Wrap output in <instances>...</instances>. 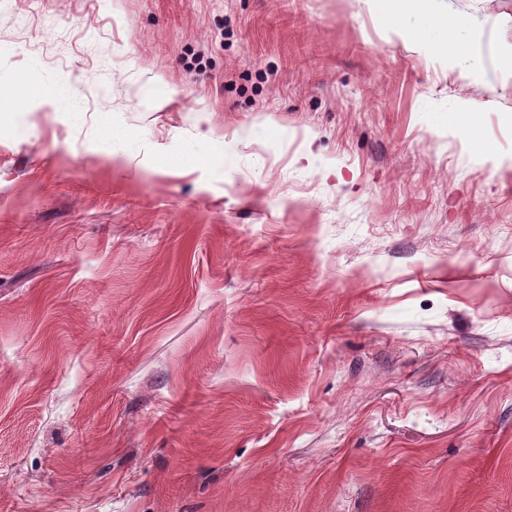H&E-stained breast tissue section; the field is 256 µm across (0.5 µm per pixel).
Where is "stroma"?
<instances>
[{
	"label": "stroma",
	"mask_w": 512,
	"mask_h": 512,
	"mask_svg": "<svg viewBox=\"0 0 512 512\" xmlns=\"http://www.w3.org/2000/svg\"><path fill=\"white\" fill-rule=\"evenodd\" d=\"M0 512H512V0H0ZM73 95L74 92L70 83L57 82L41 91L38 97L55 110L65 111L69 108Z\"/></svg>",
	"instance_id": "1"
}]
</instances>
